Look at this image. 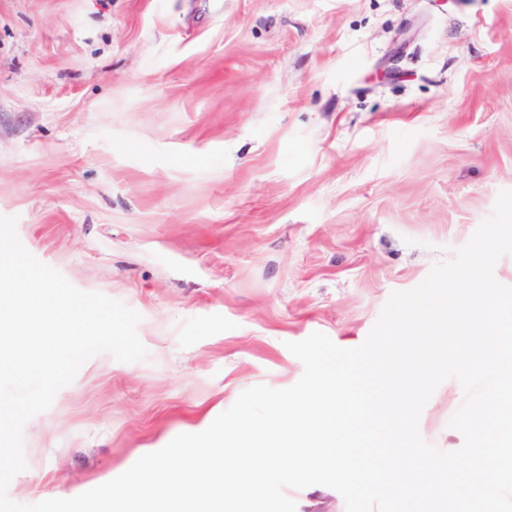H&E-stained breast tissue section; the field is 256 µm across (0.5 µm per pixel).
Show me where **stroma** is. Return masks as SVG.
<instances>
[{
  "mask_svg": "<svg viewBox=\"0 0 512 512\" xmlns=\"http://www.w3.org/2000/svg\"><path fill=\"white\" fill-rule=\"evenodd\" d=\"M504 190L512 0H0V216L147 349L92 357L26 424L9 498L75 497L294 385L288 343L358 347ZM464 400L436 388L426 443L463 446Z\"/></svg>",
  "mask_w": 512,
  "mask_h": 512,
  "instance_id": "obj_1",
  "label": "stroma"
}]
</instances>
